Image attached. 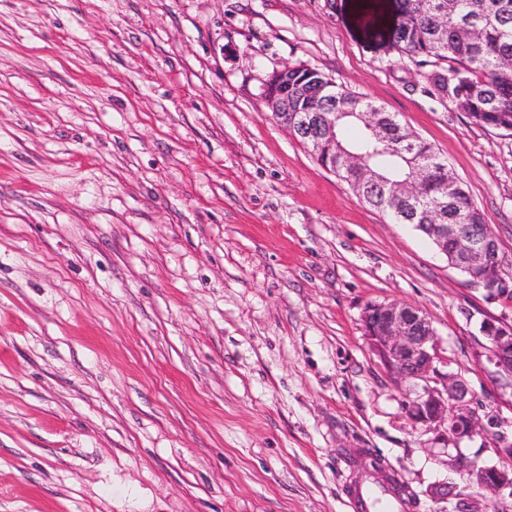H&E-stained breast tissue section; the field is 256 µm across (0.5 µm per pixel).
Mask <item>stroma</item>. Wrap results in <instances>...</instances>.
I'll return each instance as SVG.
<instances>
[{"instance_id":"stroma-1","label":"stroma","mask_w":512,"mask_h":512,"mask_svg":"<svg viewBox=\"0 0 512 512\" xmlns=\"http://www.w3.org/2000/svg\"><path fill=\"white\" fill-rule=\"evenodd\" d=\"M326 0H0V512H353L380 460L413 512H512V380L489 293L267 112L284 65L375 101L447 161L512 275V131ZM433 322L492 434L416 425L371 303ZM447 484V497L433 496ZM481 332L489 341V360L500 373L512 378V323L486 319ZM465 467L480 488L493 491L507 487L512 489V467H476L472 463H467Z\"/></svg>"}]
</instances>
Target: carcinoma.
<instances>
[{"instance_id": "cac0c4a2", "label": "carcinoma", "mask_w": 512, "mask_h": 512, "mask_svg": "<svg viewBox=\"0 0 512 512\" xmlns=\"http://www.w3.org/2000/svg\"><path fill=\"white\" fill-rule=\"evenodd\" d=\"M445 0H393L395 23L390 29V47L410 58L426 63L430 59L447 64L427 79L442 90L443 96L478 124L512 131V0H454L456 7L444 10ZM336 143L326 142L317 162L332 164L334 147L342 146L364 154L390 181L409 174L399 155L402 140L410 131L397 117L372 100L336 86ZM353 112H374L379 118L382 140L365 130L356 140L347 136V126L357 118ZM336 176L355 187L362 170L336 166ZM450 179L449 170L438 166L427 169L422 197L411 208L399 199H385L372 192L365 201L383 212L395 224H483V213L469 191L458 183L439 205L441 186Z\"/></svg>"}]
</instances>
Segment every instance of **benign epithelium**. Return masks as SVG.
Segmentation results:
<instances>
[{"mask_svg":"<svg viewBox=\"0 0 512 512\" xmlns=\"http://www.w3.org/2000/svg\"><path fill=\"white\" fill-rule=\"evenodd\" d=\"M307 79L318 86L300 104L304 125L317 129L321 125L327 101L336 97V82L319 72H307ZM262 100L272 117L288 111V68L273 72L265 81ZM381 184L382 196H402L411 201L419 198L422 189L420 176L410 177L398 184L382 183L370 168H363V181L356 186L362 193L369 184ZM428 234L437 248L448 253L453 244L450 265L463 270L467 282L488 292H500L510 287L506 279L504 260L499 243L490 225L476 230L469 224H428ZM362 322L365 335L384 365L393 373L424 382L423 392L408 405L412 420L428 429L446 427L448 440L458 441L481 432L477 414L468 407L467 390L460 380L443 382L442 388L430 385L437 373L439 360L435 330L431 318L422 310L390 302L371 304L364 309ZM481 332L489 341V360L499 372L512 378V323L486 319ZM466 471L478 487L487 490L512 489V467H477L466 464Z\"/></svg>","mask_w":512,"mask_h":512,"instance_id":"7a95c632","label":"benign epithelium"}]
</instances>
